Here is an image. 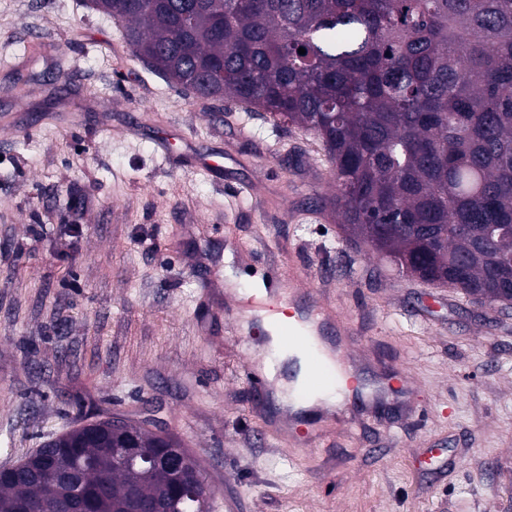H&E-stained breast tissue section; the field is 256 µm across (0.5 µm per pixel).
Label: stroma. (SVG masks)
<instances>
[{"instance_id":"1","label":"stroma","mask_w":512,"mask_h":512,"mask_svg":"<svg viewBox=\"0 0 512 512\" xmlns=\"http://www.w3.org/2000/svg\"><path fill=\"white\" fill-rule=\"evenodd\" d=\"M335 194L313 132L196 99L85 0H0V468L73 427L153 417L199 461L209 512H512V309L399 274L349 237ZM205 247L243 299L294 255L407 365L413 413L348 403L303 449L255 441L240 338L200 302Z\"/></svg>"}]
</instances>
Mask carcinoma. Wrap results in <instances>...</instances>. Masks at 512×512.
Listing matches in <instances>:
<instances>
[{
    "instance_id": "obj_1",
    "label": "carcinoma",
    "mask_w": 512,
    "mask_h": 512,
    "mask_svg": "<svg viewBox=\"0 0 512 512\" xmlns=\"http://www.w3.org/2000/svg\"><path fill=\"white\" fill-rule=\"evenodd\" d=\"M135 58L196 95L206 84L274 122L314 132L336 175L341 223L405 276L467 296L512 299V0H106ZM306 53L301 55L298 49ZM88 423L0 473V512L36 500L68 508L44 465L84 458L83 490L101 512L154 498L166 467L112 463L121 433L87 440ZM141 456L160 435L135 432ZM207 512L197 460L182 475Z\"/></svg>"
}]
</instances>
